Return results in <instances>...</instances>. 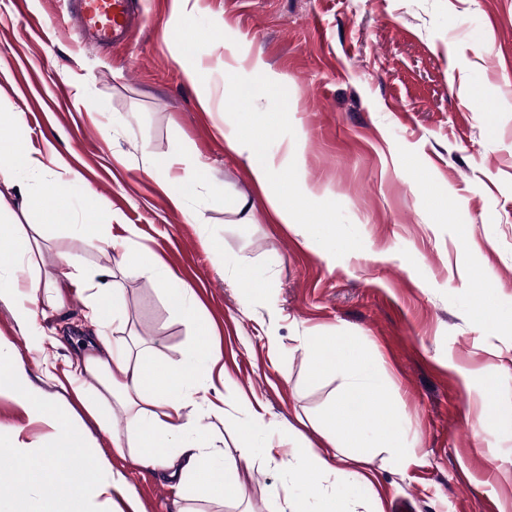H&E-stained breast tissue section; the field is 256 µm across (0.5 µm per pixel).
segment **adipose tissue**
I'll use <instances>...</instances> for the list:
<instances>
[{"instance_id":"1","label":"adipose tissue","mask_w":512,"mask_h":512,"mask_svg":"<svg viewBox=\"0 0 512 512\" xmlns=\"http://www.w3.org/2000/svg\"><path fill=\"white\" fill-rule=\"evenodd\" d=\"M12 120L7 153L14 177L36 182L39 195L66 198V184L54 177L56 155L32 151L22 134L21 115H13ZM272 125L268 113L259 112L252 126L233 127L224 133L225 148L245 158L254 188L265 197H270L274 185L273 166L265 146V135ZM37 257L32 236L17 225H0V296L15 295L23 287L30 294H37L38 282L21 285L14 273L18 260L33 265ZM119 265L160 279L171 313L195 328L201 340L177 363L164 360L149 346L128 343L115 349L102 343L97 352L84 356L77 365L78 370L96 379L100 387L91 392L77 391V400L97 419L112 400L126 410L127 435L112 441L121 457L171 478H192L196 492L206 501L221 503L241 498V473L253 466L255 440L266 425L263 414L248 409L246 421L238 427V455L234 458L226 457L193 424L191 411L199 405L196 395L208 392L209 370L214 363L207 340L209 328L203 322L195 293L189 284L147 253L125 249ZM111 277V270L106 269L100 272L98 280L87 285L88 317L102 329L123 310V295L114 287ZM305 350L316 375L339 371L347 380L346 392L334 398L326 414L328 423L343 422L344 429L338 435L327 434L329 450L303 445L281 455L278 465L285 478L296 482L304 497L296 501L279 496L278 512H306L311 503L317 505V512H350V503L374 489L370 475L362 468L366 454L350 451V443L372 439L400 457L405 453L403 437L390 413L377 407L382 387L378 369L355 345L331 336L309 340ZM0 388L9 389L27 413L52 430V441L46 447L32 453L19 451L22 486L10 496L11 512H55L52 499L38 495L43 485L55 482L68 500L67 512H88L87 500L92 494L111 495L113 501L123 502L129 512H139L138 502L123 478L104 479L103 466L91 468L85 464L87 439L83 431L73 427L66 413L58 411L55 403L27 380L1 343ZM340 448L348 449L351 467L341 466L336 454ZM61 457L73 461L62 474L55 468L56 459ZM329 475L345 477V492L324 486L323 480Z\"/></svg>"}]
</instances>
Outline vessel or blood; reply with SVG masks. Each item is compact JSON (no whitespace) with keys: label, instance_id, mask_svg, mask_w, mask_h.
Segmentation results:
<instances>
[{"label":"vessel or blood","instance_id":"1","mask_svg":"<svg viewBox=\"0 0 512 512\" xmlns=\"http://www.w3.org/2000/svg\"><path fill=\"white\" fill-rule=\"evenodd\" d=\"M81 33L102 45L127 39L144 22L139 0H64Z\"/></svg>","mask_w":512,"mask_h":512}]
</instances>
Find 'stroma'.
<instances>
[{"mask_svg": "<svg viewBox=\"0 0 512 512\" xmlns=\"http://www.w3.org/2000/svg\"><path fill=\"white\" fill-rule=\"evenodd\" d=\"M146 14L129 43L106 49L67 28L59 0H0V118L22 114L30 145L60 155L72 203L90 192L116 216L101 236L73 234L50 219L57 200L23 207L0 156V199L42 229L38 269L18 265L20 282L54 280L63 253L83 277L112 269L125 306L108 342L136 339L171 362L198 338L159 280L118 268L121 250L154 254L193 288L224 367L222 411L200 409L194 423L234 456L244 402L267 422L245 497L193 500L194 512H274L284 477L263 446L285 424L325 445L323 416L346 380L314 376L312 336L348 337L373 359L379 407L407 448L370 449L379 500L354 512H397L402 500L412 512H512V0H190L182 14L146 0ZM197 63L206 110L184 76ZM228 83L248 92L230 113ZM255 112L278 118L268 149L297 228L264 214L240 224L224 209L225 195L254 192L224 124ZM151 156L195 165L152 172ZM180 177L199 183L181 210L167 196ZM241 265L262 271L254 291L237 283ZM85 297L76 285L54 307L39 292L28 325L0 299V342L61 407L97 385L69 374L94 335ZM108 417L105 429L83 410L73 420L87 462L123 474L143 512H173L191 480L120 457L112 438L126 414ZM49 433L0 393V443L39 448Z\"/></svg>", "mask_w": 512, "mask_h": 512, "instance_id": "stroma-1", "label": "stroma"}]
</instances>
